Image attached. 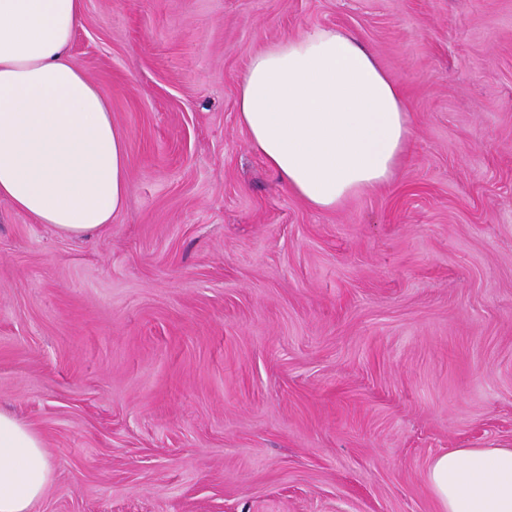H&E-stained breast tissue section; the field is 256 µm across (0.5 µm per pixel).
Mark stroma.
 <instances>
[{
	"label": "stroma",
	"mask_w": 512,
	"mask_h": 512,
	"mask_svg": "<svg viewBox=\"0 0 512 512\" xmlns=\"http://www.w3.org/2000/svg\"><path fill=\"white\" fill-rule=\"evenodd\" d=\"M314 27L374 51L413 128L325 211L236 111L250 55ZM69 55L131 190L82 239L0 200L33 512H439L435 456L512 447V0H83Z\"/></svg>",
	"instance_id": "35a3bbf8"
}]
</instances>
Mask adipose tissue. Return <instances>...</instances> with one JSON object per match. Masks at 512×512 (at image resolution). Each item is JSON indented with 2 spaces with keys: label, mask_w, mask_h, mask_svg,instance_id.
Listing matches in <instances>:
<instances>
[{
  "label": "adipose tissue",
  "mask_w": 512,
  "mask_h": 512,
  "mask_svg": "<svg viewBox=\"0 0 512 512\" xmlns=\"http://www.w3.org/2000/svg\"><path fill=\"white\" fill-rule=\"evenodd\" d=\"M82 0H0V199L68 237L111 223L130 192L125 134L70 60ZM236 109L251 149L316 210L388 183L413 131L400 85L343 29L251 55ZM427 480L440 512H512V448H453ZM51 481L42 437L0 411V512Z\"/></svg>",
  "instance_id": "ef3b65f1"
}]
</instances>
